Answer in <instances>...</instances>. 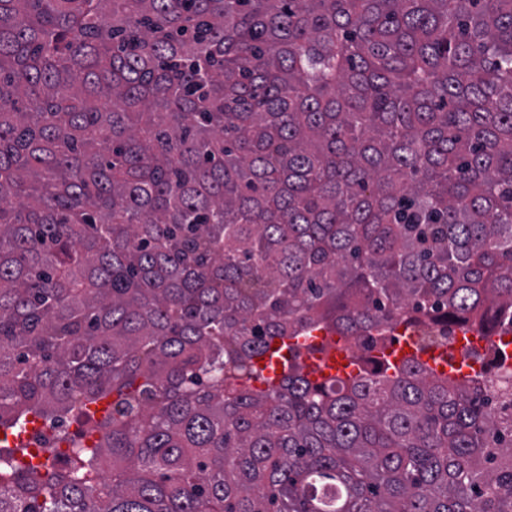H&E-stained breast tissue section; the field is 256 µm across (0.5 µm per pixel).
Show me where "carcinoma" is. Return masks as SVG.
<instances>
[{
	"instance_id": "obj_1",
	"label": "carcinoma",
	"mask_w": 512,
	"mask_h": 512,
	"mask_svg": "<svg viewBox=\"0 0 512 512\" xmlns=\"http://www.w3.org/2000/svg\"><path fill=\"white\" fill-rule=\"evenodd\" d=\"M512 329V0H0V512H512V389L276 339ZM312 335L314 337L309 338L307 343L322 344L321 350L307 361L314 379L322 381L334 376L346 378L350 373L356 372L355 367L351 365L349 351L340 341L336 342L334 335L324 331H314ZM296 343V339H286L283 342L279 341V344H273L271 351L265 356L261 364H264V375L266 377L276 378L281 375L277 374L278 370H284L285 361H288L289 348L288 345ZM284 344L286 347L284 348ZM278 353V355H274ZM57 430V426L53 424V421L48 422L39 419L37 425L33 428L29 449L51 448ZM52 446L58 448V443H54Z\"/></svg>"
}]
</instances>
